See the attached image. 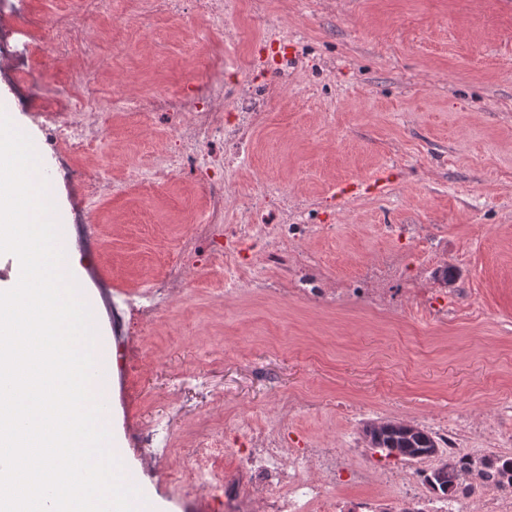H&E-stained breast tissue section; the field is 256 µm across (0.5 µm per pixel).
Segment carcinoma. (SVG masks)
<instances>
[{
  "label": "carcinoma",
  "instance_id": "carcinoma-1",
  "mask_svg": "<svg viewBox=\"0 0 512 512\" xmlns=\"http://www.w3.org/2000/svg\"><path fill=\"white\" fill-rule=\"evenodd\" d=\"M360 437L368 447L378 450L384 456L403 461L423 460L441 452L428 430L406 421H364ZM502 478L512 483V456H481L466 459L457 465L445 461L430 471L426 483L434 493L445 495L462 481L496 483Z\"/></svg>",
  "mask_w": 512,
  "mask_h": 512
}]
</instances>
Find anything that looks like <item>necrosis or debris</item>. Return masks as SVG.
I'll list each match as a JSON object with an SVG mask.
<instances>
[{"label": "necrosis or debris", "instance_id": "obj_1", "mask_svg": "<svg viewBox=\"0 0 512 512\" xmlns=\"http://www.w3.org/2000/svg\"><path fill=\"white\" fill-rule=\"evenodd\" d=\"M50 27L51 41L32 37L19 47L0 46V79L15 83L20 103L36 109L47 146L60 155L64 183L78 193L75 245L91 287L97 288L101 244L91 232L88 206L111 190L110 159L102 157L91 168L84 152L104 131L97 108L99 42L65 16L52 19ZM48 54L70 62L66 83L51 91L34 74L36 62ZM112 109L157 122L167 134L150 163L130 166V180L162 183L187 169L205 191V204L192 219L174 269L123 297L129 323L151 321L162 296L184 290V267L200 264L223 270L228 298H290L327 309L354 304L379 316L409 305L423 324L436 326L460 312L456 299L433 296L418 285L439 263L436 243L445 236L444 225H385L390 246L381 257L338 276L335 287L328 288L319 274V258L305 248L322 225L289 223L290 199L270 185L230 195L251 164V135L267 109L263 95L242 75L234 45L221 44L205 72L181 89L150 95L116 92ZM281 405V419L228 423L242 443L239 449L218 447L208 436L199 439L191 463L169 473L170 485L192 494L223 492L225 512H512L508 484L466 485L430 498L424 492V468L378 470L358 464L351 453L356 439L349 423L357 414L352 407L336 408V447H318L308 435L291 441L285 425L299 420L298 401L285 397ZM429 429L451 460L512 446L508 435L488 441L484 423L470 417L433 420Z\"/></svg>", "mask_w": 512, "mask_h": 512}]
</instances>
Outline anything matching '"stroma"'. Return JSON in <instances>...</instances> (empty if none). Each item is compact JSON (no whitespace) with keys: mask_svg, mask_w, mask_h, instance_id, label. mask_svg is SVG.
Instances as JSON below:
<instances>
[{"mask_svg":"<svg viewBox=\"0 0 512 512\" xmlns=\"http://www.w3.org/2000/svg\"><path fill=\"white\" fill-rule=\"evenodd\" d=\"M293 37L296 55L265 78L271 108L255 131L247 183L288 187L292 213L332 230L311 242L328 274L387 246L384 224H444L437 247L450 290L472 310L425 328L404 316L375 326L354 310L295 301L225 303L218 270L188 274L152 324L109 351L112 425L125 471L157 512H224V500L184 496L165 474L186 465L201 434L275 410L296 395L310 432L331 447L336 403L360 419L426 426L457 411L500 419L512 405V0H259ZM94 26L118 90H172L204 71L218 45L194 9L177 17L148 0H112ZM166 134L113 119L100 151L116 192L93 209L102 275L116 297L167 273L204 191L189 176L151 189L126 180ZM362 183L355 195L339 186ZM158 418L166 451L148 464L138 433Z\"/></svg>","mask_w":512,"mask_h":512,"instance_id":"obj_1","label":"stroma"}]
</instances>
